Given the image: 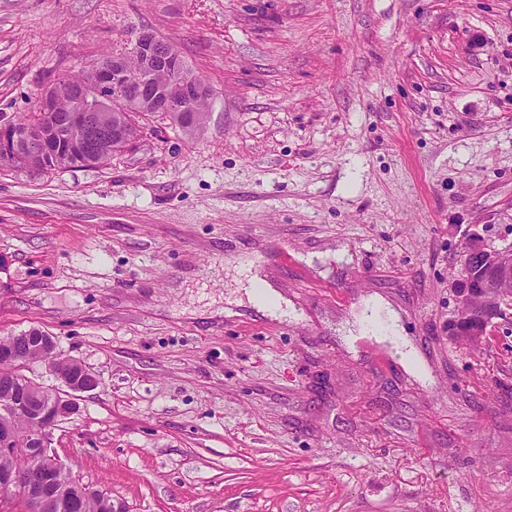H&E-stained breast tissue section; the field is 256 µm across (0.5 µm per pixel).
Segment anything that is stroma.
Wrapping results in <instances>:
<instances>
[{"instance_id": "obj_1", "label": "stroma", "mask_w": 512, "mask_h": 512, "mask_svg": "<svg viewBox=\"0 0 512 512\" xmlns=\"http://www.w3.org/2000/svg\"><path fill=\"white\" fill-rule=\"evenodd\" d=\"M142 33L209 87L199 131L0 161V338L100 378L70 474L128 512H512V313L448 335L466 242L512 245V0H0V114ZM372 298L417 367L360 336ZM246 288H248V300L252 305L258 307L260 311H264L275 317L288 314V309L283 307V302L285 301L283 299L278 300L270 293L259 290L258 288L260 287L257 285V280L249 278Z\"/></svg>"}]
</instances>
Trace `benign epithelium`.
Instances as JSON below:
<instances>
[{"label": "benign epithelium", "instance_id": "obj_1", "mask_svg": "<svg viewBox=\"0 0 512 512\" xmlns=\"http://www.w3.org/2000/svg\"><path fill=\"white\" fill-rule=\"evenodd\" d=\"M129 54L141 58L144 69L166 67L179 59L178 52L168 43L151 34L139 35ZM126 55L112 56V65L99 67L97 84H74L71 88L73 107L69 110L67 124L75 131L82 152L95 154L112 146L118 132L109 130L92 119L94 112H125L130 99L152 97L157 100L159 112H192L189 102L208 96V90L199 82H181V98L185 102L159 97L157 91L146 84L135 83L125 69ZM28 152L42 151L46 145V133L41 127L30 126L25 134ZM0 154L16 159V137L10 126L0 128ZM465 255L476 263L477 279H460L455 292L460 302L474 297L485 298L482 287L495 289L494 300L481 315L479 327L458 333L459 340L470 342V337H483L493 319L512 309V247L488 248L476 240L465 245ZM54 351V341L46 333L39 336H14L0 350V357L13 365L9 373H0V452L11 455L17 451L31 459L24 469L0 468V512H60L68 506L71 512H82L85 502L102 491L82 483L74 494L64 495L56 486L55 474L66 470L65 465L51 448L52 430L61 421L77 412L75 395L99 386L98 377L76 360L68 363L80 369V373L54 374L57 387H48L27 376L21 368L32 361L35 353ZM23 415L29 421L27 447L19 450L11 447L12 422Z\"/></svg>", "mask_w": 512, "mask_h": 512}]
</instances>
